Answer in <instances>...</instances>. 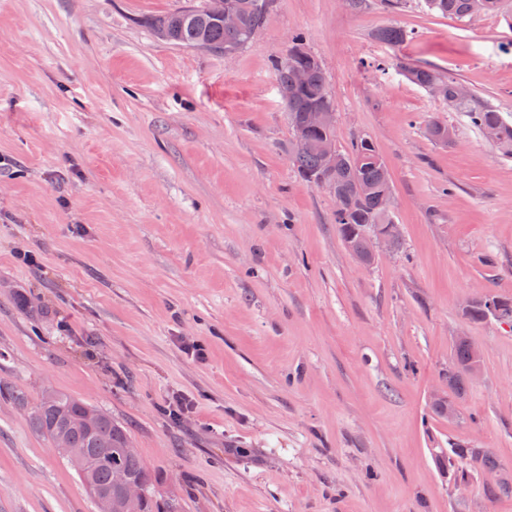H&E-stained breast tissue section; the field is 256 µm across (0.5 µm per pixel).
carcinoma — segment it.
Listing matches in <instances>:
<instances>
[{"label": "carcinoma", "instance_id": "carcinoma-1", "mask_svg": "<svg viewBox=\"0 0 512 512\" xmlns=\"http://www.w3.org/2000/svg\"><path fill=\"white\" fill-rule=\"evenodd\" d=\"M470 0H425L428 11L441 17L463 21L471 17ZM270 4H261L259 9H246L242 25L237 29H227L224 24L213 21L210 16L197 12L184 23L169 31L168 40L177 44L195 46L206 44L219 51L227 43H249L256 32L264 26V9ZM176 13L150 15L141 19V23L156 33L170 25ZM408 36L407 31L388 26L378 32V38L390 44H399ZM305 66L312 71L309 83L299 86L296 82V68ZM278 84L292 89V94L284 102L288 114L291 134H296L295 125L304 114L318 106H332L334 102L328 92L326 73L318 60L309 57H294L275 63ZM408 79L425 89L436 83H442L448 90V110L464 112L470 122L483 133L494 132V141L505 153L512 155V125L507 123L500 112L493 106L471 96L457 98L458 80L442 75L437 69L428 66H404ZM343 158L340 163L339 177L351 198L345 205L335 210L336 230L341 239L350 238L362 256L368 255L365 231L372 225L385 227L392 223L391 218L383 212L382 200L389 180L386 164L380 155L376 143L369 137H357L346 149L339 150ZM291 160L298 175L309 183H316L322 171V158L313 147L291 149ZM366 187V192L355 195V185ZM473 355L465 343L454 344L452 371L448 375V389L455 397L467 388L469 367ZM0 397L11 401L18 407H26L29 400L26 393L13 385L0 384ZM84 401L56 391L51 392V399H39L30 415L32 427L48 441L54 436L65 434L74 448H86L89 451L92 466L89 474L82 478L90 497H95L96 490L109 485L112 469L125 471L130 478L144 483L150 496L149 512H171L173 505L161 503L154 495L155 485L160 480V473L149 468L137 454L124 451L129 436L126 429L112 421L110 415L96 425L89 433L75 425L80 417ZM456 461L465 466H478L494 470L496 466L490 456L481 448H458L455 450Z\"/></svg>", "mask_w": 512, "mask_h": 512}]
</instances>
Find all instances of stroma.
Returning <instances> with one entry per match:
<instances>
[{
  "label": "stroma",
  "instance_id": "obj_1",
  "mask_svg": "<svg viewBox=\"0 0 512 512\" xmlns=\"http://www.w3.org/2000/svg\"><path fill=\"white\" fill-rule=\"evenodd\" d=\"M185 4L0 0V382L112 415L178 512H512L486 489L512 483V322L462 314L512 298V156L397 66L452 75L512 124V25L272 0L227 58L140 23ZM387 26L410 36L387 44ZM297 33L338 148L370 136L390 172L401 246L367 268L291 161L274 63ZM461 331L482 367L450 420L430 394ZM176 391L195 402L177 420ZM460 447L493 476L440 470ZM0 512H95L1 398ZM455 457L458 463L465 466H478L486 470H494L496 466L490 456L482 448H457Z\"/></svg>",
  "mask_w": 512,
  "mask_h": 512
}]
</instances>
